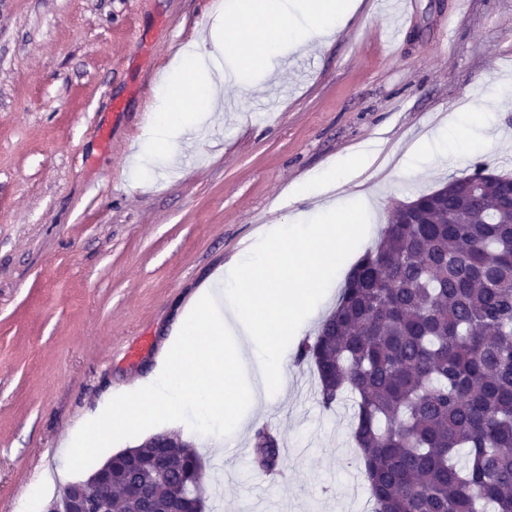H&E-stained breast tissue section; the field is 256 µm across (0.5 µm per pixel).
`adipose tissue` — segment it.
Wrapping results in <instances>:
<instances>
[{
  "label": "adipose tissue",
  "instance_id": "obj_1",
  "mask_svg": "<svg viewBox=\"0 0 512 512\" xmlns=\"http://www.w3.org/2000/svg\"><path fill=\"white\" fill-rule=\"evenodd\" d=\"M296 2L293 14L276 0H235L225 13L217 49L240 69L268 68L286 45L326 43L356 7V0ZM201 59L191 53L178 64V76L164 77L159 90L166 106L155 115L158 125L174 127L186 114L219 109L224 76L205 70ZM471 115L463 109L452 122L407 146L396 172L413 175V162L421 156L436 165L447 162L444 143L451 136L461 149L470 148L466 123ZM375 159L366 145L308 175L300 192L321 198L315 222L276 229L229 263L223 278L202 292L199 306L183 313L170 340L168 368L158 372L137 404L118 410L109 427L88 423L77 436L79 444L96 450L105 431L143 426L188 404L204 420L221 421L225 433H236L249 410L277 400L285 389L283 366L335 282L336 270L325 258L353 250L358 237L353 226L370 208L366 193H356L350 206L334 191L362 177Z\"/></svg>",
  "mask_w": 512,
  "mask_h": 512
}]
</instances>
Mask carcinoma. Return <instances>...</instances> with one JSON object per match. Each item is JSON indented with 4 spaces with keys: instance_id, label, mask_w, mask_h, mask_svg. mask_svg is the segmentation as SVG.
Listing matches in <instances>:
<instances>
[{
    "instance_id": "cac0c4a2",
    "label": "carcinoma",
    "mask_w": 512,
    "mask_h": 512,
    "mask_svg": "<svg viewBox=\"0 0 512 512\" xmlns=\"http://www.w3.org/2000/svg\"><path fill=\"white\" fill-rule=\"evenodd\" d=\"M296 361L315 368L324 406L354 398L374 512H512V176H453L396 205ZM253 454L279 469L269 430ZM110 481L112 512H167L208 487L172 433L112 455Z\"/></svg>"
}]
</instances>
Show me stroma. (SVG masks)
Instances as JSON below:
<instances>
[{
    "instance_id": "1",
    "label": "stroma",
    "mask_w": 512,
    "mask_h": 512,
    "mask_svg": "<svg viewBox=\"0 0 512 512\" xmlns=\"http://www.w3.org/2000/svg\"><path fill=\"white\" fill-rule=\"evenodd\" d=\"M217 0H0V512L39 473L50 503L114 453L175 431L205 463L208 512H243L263 496L275 512H371L351 400L324 408L317 374L289 365L287 388L236 439L258 428L280 446L281 475L255 482L252 458L225 459L223 429L201 430L191 407L109 441L77 462L62 451L89 421L108 423L129 388L150 378L179 316L262 229L314 200L289 192L313 171L372 141L378 161L481 104L498 137L438 169L378 185L363 248L390 210L478 166L512 174V108L487 97L512 78V0H413L397 46L393 9L360 0L328 45L240 72L224 109L179 128L163 156L148 120L160 72L206 35ZM454 17L452 31L444 20ZM124 103L113 111V101ZM110 132L101 142L100 128ZM142 151L144 178L127 158Z\"/></svg>"
}]
</instances>
